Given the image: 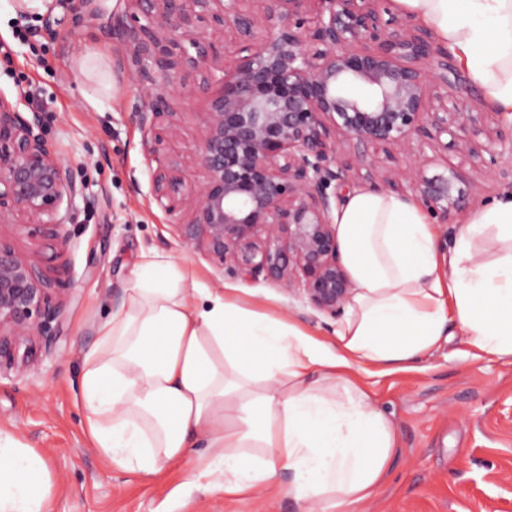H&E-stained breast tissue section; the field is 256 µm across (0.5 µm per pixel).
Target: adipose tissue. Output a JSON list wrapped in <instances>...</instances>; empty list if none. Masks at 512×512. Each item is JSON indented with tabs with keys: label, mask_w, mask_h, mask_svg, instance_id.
I'll use <instances>...</instances> for the list:
<instances>
[{
	"label": "adipose tissue",
	"mask_w": 512,
	"mask_h": 512,
	"mask_svg": "<svg viewBox=\"0 0 512 512\" xmlns=\"http://www.w3.org/2000/svg\"><path fill=\"white\" fill-rule=\"evenodd\" d=\"M463 68L485 102L512 119V0H394ZM352 283L345 322L328 341L236 289L201 288L155 255L122 305L95 327L78 399L89 436L111 462L146 475L210 450L200 476L239 494L293 472L288 493L357 512L396 450L392 423L354 383L360 363L421 359L448 321L472 346L512 357V191L460 218L440 258L426 208L360 188L332 214ZM500 246L494 259L482 250ZM45 460L0 432V512H49Z\"/></svg>",
	"instance_id": "adipose-tissue-1"
}]
</instances>
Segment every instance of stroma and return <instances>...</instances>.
I'll list each match as a JSON object with an SVG mask.
<instances>
[{
	"instance_id": "35a3bbf8",
	"label": "stroma",
	"mask_w": 512,
	"mask_h": 512,
	"mask_svg": "<svg viewBox=\"0 0 512 512\" xmlns=\"http://www.w3.org/2000/svg\"><path fill=\"white\" fill-rule=\"evenodd\" d=\"M78 0H53L47 13L0 16V93L45 112V134L68 161L85 196L69 226L71 245L58 254L48 242L21 235L16 249L34 255L54 276L70 268L65 310L51 345H21L16 363L0 368V430L41 454L54 477L49 512H303L289 497L293 479L282 470L276 486L229 495L193 486L189 475L202 449L146 476L108 463L93 447L77 399L85 351L95 325L117 309L131 272L144 256H170L204 288H241L251 306H275L302 328L332 339L343 315L315 312L295 295L259 281L242 285L221 275L199 255L183 251L169 218L152 201L149 160L137 114L146 102L121 66L127 45L111 30L124 0H103L104 11L88 17ZM55 18L46 29V18ZM190 96H175L182 132L175 152L186 153L199 135L197 113L207 111L215 88L184 74ZM343 158L374 157L382 172L402 171L413 154L354 141ZM430 172L456 167L474 178L471 206L479 208L506 190L494 172L477 173L478 159L426 149ZM447 341L407 368L387 371L361 364L357 386L391 420L397 448L385 484L360 512H512V358L472 347L455 323Z\"/></svg>"
}]
</instances>
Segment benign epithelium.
I'll list each match as a JSON object with an SVG mask.
<instances>
[{
  "mask_svg": "<svg viewBox=\"0 0 512 512\" xmlns=\"http://www.w3.org/2000/svg\"><path fill=\"white\" fill-rule=\"evenodd\" d=\"M393 0H127L113 30L129 47L127 67L148 101L137 113L156 168L149 195L169 216L181 247L246 284L259 280L336 315L351 281L332 212L357 187L354 167L388 186L407 184L439 224L469 208L468 179L446 167L426 173L424 145L453 146L512 179V121L481 144L485 118L448 51L411 15L393 28ZM192 68L218 87L200 113L189 154H173L180 113L168 92ZM358 83L363 92L348 95ZM453 110H448V103ZM44 114L0 95V360L33 336L52 342L60 286L19 253L13 235H43L64 251L72 211L85 198L44 131ZM417 150L414 166L387 175L365 155L342 159L340 141ZM450 138L446 143L443 138Z\"/></svg>",
  "mask_w": 512,
  "mask_h": 512,
  "instance_id": "benign-epithelium-1",
  "label": "benign epithelium"
}]
</instances>
